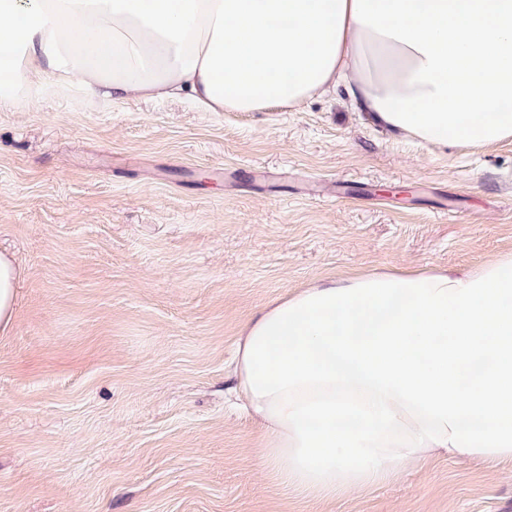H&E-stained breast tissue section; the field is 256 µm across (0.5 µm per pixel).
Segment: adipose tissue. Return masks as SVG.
<instances>
[{"instance_id": "1", "label": "adipose tissue", "mask_w": 512, "mask_h": 512, "mask_svg": "<svg viewBox=\"0 0 512 512\" xmlns=\"http://www.w3.org/2000/svg\"><path fill=\"white\" fill-rule=\"evenodd\" d=\"M339 89L421 144L511 140L512 0H0L3 106L259 112ZM233 376L260 464L314 497L441 454L512 461V253L284 297L238 336Z\"/></svg>"}]
</instances>
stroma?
<instances>
[{"label":"stroma","instance_id":"stroma-1","mask_svg":"<svg viewBox=\"0 0 512 512\" xmlns=\"http://www.w3.org/2000/svg\"><path fill=\"white\" fill-rule=\"evenodd\" d=\"M0 512H512V463L431 458L322 500L258 459L246 323L313 283L512 252V140L432 148L340 94L264 112L0 108ZM18 271L12 258L0 254V328L7 329L14 321Z\"/></svg>","mask_w":512,"mask_h":512}]
</instances>
